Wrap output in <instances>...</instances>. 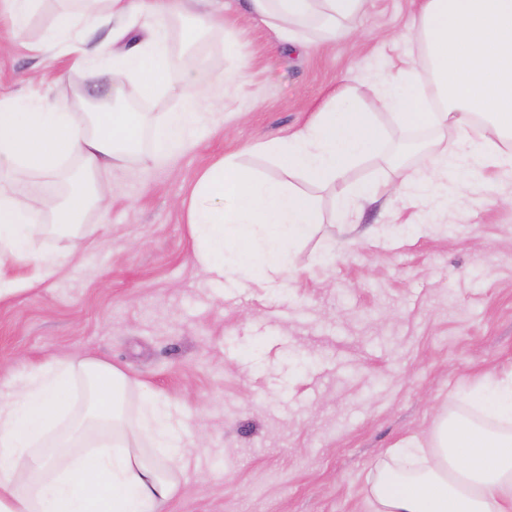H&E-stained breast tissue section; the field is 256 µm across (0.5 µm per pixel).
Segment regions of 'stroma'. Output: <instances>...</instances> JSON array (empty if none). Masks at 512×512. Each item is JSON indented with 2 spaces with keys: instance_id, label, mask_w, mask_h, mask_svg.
<instances>
[{
  "instance_id": "obj_1",
  "label": "stroma",
  "mask_w": 512,
  "mask_h": 512,
  "mask_svg": "<svg viewBox=\"0 0 512 512\" xmlns=\"http://www.w3.org/2000/svg\"><path fill=\"white\" fill-rule=\"evenodd\" d=\"M225 38L185 47L172 32L169 76L205 60L193 86L243 62L244 84L211 102L199 144L173 166L146 154L112 175L106 205L77 233L46 231L32 247L67 253L50 279L0 300V381L54 358H99L144 396L172 404L190 449L165 512H369L368 480L390 448L429 442L440 416L481 412L453 400L488 373L512 370V175L493 167L449 184L447 210L405 190L360 203L295 247L283 288L216 283L197 265L187 222L200 175L238 156L259 176L285 173L254 146L303 128L345 77L387 144L415 138L368 86L418 56L404 38L412 0H368L371 37L292 50L245 0H225ZM61 8L45 0L23 35L0 16V97L17 111L49 97L94 104L112 89V28L89 26L96 79L61 48L41 50ZM385 31L401 39L382 40Z\"/></svg>"
}]
</instances>
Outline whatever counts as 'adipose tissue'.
<instances>
[{"label": "adipose tissue", "mask_w": 512, "mask_h": 512, "mask_svg": "<svg viewBox=\"0 0 512 512\" xmlns=\"http://www.w3.org/2000/svg\"><path fill=\"white\" fill-rule=\"evenodd\" d=\"M65 0L43 44L66 45L77 66L88 63L85 29L101 20L142 17L148 37L139 47L112 54V89L136 82L142 96L157 90L182 98L179 111L151 126L123 107L84 109L82 97L46 100L18 112L0 98V177L22 171L53 182L61 158L80 165V177L61 197L34 212L0 191V262L26 260L35 281L53 277L66 256L33 251L34 236L52 224L74 229L110 194L104 173L124 165L132 148L151 136V157L169 162L194 146L208 116L204 102L224 95L225 79L195 93L167 79L174 20L183 25L184 45L224 29L223 0H205L190 13L189 0ZM252 15L284 46L320 42L354 48L364 32L358 24L367 0H248ZM408 33L422 46L420 60L397 67L380 92L382 107L404 127L452 132L450 147L428 150V168H405L399 184L348 183L363 156L381 153V136L370 113L355 111L352 87L341 82L330 102L292 135L260 144L288 173L314 184L347 182L339 204L354 209L362 200L396 188L448 183L478 165L512 172V0H417ZM196 240L195 261L214 281L249 287H283L295 245L322 220L314 200L291 184L257 176L235 157L218 161L200 176L187 213ZM88 385L86 413L57 429L73 402L76 378ZM490 401L483 408L491 427L464 417L442 419L430 448L417 439L395 448L393 465L371 481V512H512V371L483 379ZM128 378L103 359H56L27 371L20 387L0 384V512H164L176 490L170 466L191 447L190 433L172 406L144 398L135 417L123 404Z\"/></svg>", "instance_id": "1"}]
</instances>
